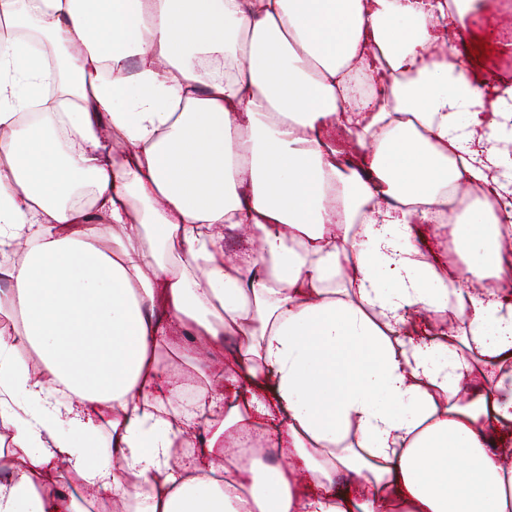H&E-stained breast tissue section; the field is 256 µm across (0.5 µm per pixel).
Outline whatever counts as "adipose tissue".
<instances>
[{
    "mask_svg": "<svg viewBox=\"0 0 512 512\" xmlns=\"http://www.w3.org/2000/svg\"><path fill=\"white\" fill-rule=\"evenodd\" d=\"M478 9L0 0V247L24 252L0 291V512H512V87L485 111L444 28ZM362 75L381 93L356 106ZM462 183L463 268L420 232ZM240 224L260 252L232 261ZM417 306L461 331L420 332ZM260 425L282 463L240 462ZM249 229L242 225L227 231L224 236V252L228 258L233 259L240 251L247 246Z\"/></svg>",
    "mask_w": 512,
    "mask_h": 512,
    "instance_id": "adipose-tissue-1",
    "label": "adipose tissue"
}]
</instances>
